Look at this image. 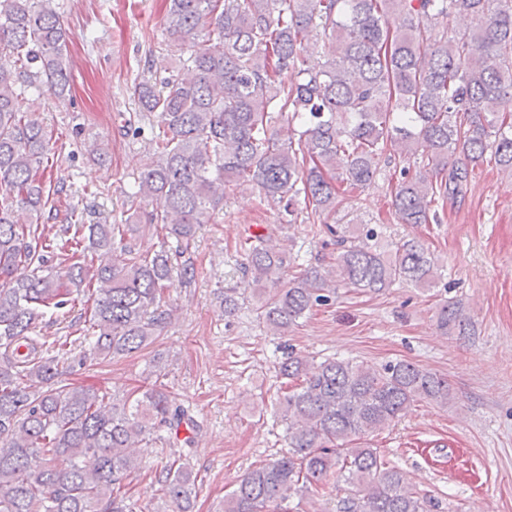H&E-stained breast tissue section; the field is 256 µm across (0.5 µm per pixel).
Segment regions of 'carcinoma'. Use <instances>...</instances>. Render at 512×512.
I'll return each mask as SVG.
<instances>
[{"mask_svg": "<svg viewBox=\"0 0 512 512\" xmlns=\"http://www.w3.org/2000/svg\"><path fill=\"white\" fill-rule=\"evenodd\" d=\"M54 2L0 0V58L12 59L0 63V512H136L122 494L140 468L133 448L161 427L190 443L196 420L157 387L106 411L97 392L64 376L89 359L141 351L171 322L166 283L176 271L192 281L183 257L234 185L256 186L290 222L303 213L301 196L314 214H334L340 186H369L386 150L405 157L423 146L421 164L401 169L392 208L403 224H429L439 221L435 203L463 192L470 163L487 159L512 175V0H167L163 28L191 42L192 77L134 87L154 129L135 196L162 208L60 241L14 219L15 208L38 214L60 193L39 178L50 142L43 122L19 106L27 92L69 95V33ZM458 15L471 17L470 31L439 28ZM318 30L332 39L322 61L310 50ZM296 121L305 127L298 140L282 138ZM160 228L175 247L136 250L135 234ZM323 232L336 246L333 267L286 283L284 248L264 235L245 247L256 314L274 335L339 288H432L441 279L438 261L415 239L388 255L370 244L374 228L325 223ZM88 252L101 262L86 261ZM20 267L29 274L16 275ZM63 278L93 296L83 336L90 353L74 362L36 334L45 310L67 304ZM435 323L443 336L474 332L457 304L442 305ZM279 369L288 452L245 473L224 495L223 512H288L291 492L314 497L334 472L358 489L338 512H429L427 497L369 436L416 402L448 408L447 377L405 360L315 365L294 352ZM195 481L188 464L167 466L166 512H191Z\"/></svg>", "mask_w": 512, "mask_h": 512, "instance_id": "cac0c4a2", "label": "carcinoma"}]
</instances>
